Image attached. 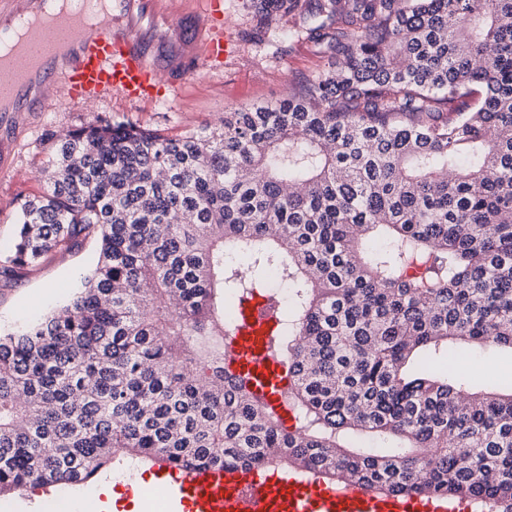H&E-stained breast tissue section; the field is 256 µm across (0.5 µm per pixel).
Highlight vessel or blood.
Returning a JSON list of instances; mask_svg holds the SVG:
<instances>
[{"mask_svg": "<svg viewBox=\"0 0 512 512\" xmlns=\"http://www.w3.org/2000/svg\"><path fill=\"white\" fill-rule=\"evenodd\" d=\"M106 4L103 25L88 28L76 15L62 13L59 0H0V45L12 48L0 59L1 124L116 94L150 102L164 86L178 93L189 76L231 51L217 0L195 8L174 0ZM276 325L275 312L265 304L239 303L225 368L279 414L277 392L288 385V365L268 348ZM153 474L163 512H466L463 503L445 497L380 495L353 482L241 466L180 474L160 463Z\"/></svg>", "mask_w": 512, "mask_h": 512, "instance_id": "1", "label": "vessel or blood"}]
</instances>
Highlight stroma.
Listing matches in <instances>:
<instances>
[{"label":"stroma","instance_id":"1","mask_svg":"<svg viewBox=\"0 0 512 512\" xmlns=\"http://www.w3.org/2000/svg\"><path fill=\"white\" fill-rule=\"evenodd\" d=\"M231 24L233 49L214 61L211 71L189 77L178 98L132 102L121 96L87 107L31 113L24 124L0 129V250L11 245L18 222L17 201L40 192L42 170L51 155V136L97 119L158 129L184 136L220 125L225 113L258 103H273L302 89L306 80L327 69L331 57L322 45L297 30L298 19L270 22L262 39L251 0H220ZM97 244L42 266L0 277V323L18 325L47 313L80 285L92 267Z\"/></svg>","mask_w":512,"mask_h":512}]
</instances>
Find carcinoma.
<instances>
[{
	"instance_id": "cac0c4a2",
	"label": "carcinoma",
	"mask_w": 512,
	"mask_h": 512,
	"mask_svg": "<svg viewBox=\"0 0 512 512\" xmlns=\"http://www.w3.org/2000/svg\"><path fill=\"white\" fill-rule=\"evenodd\" d=\"M254 7L299 16L339 67L186 136H53L0 276L99 254L66 303L0 329V495L121 453L512 512V386L475 391L463 348L512 350V0ZM273 274L292 429L224 368L228 303Z\"/></svg>"
}]
</instances>
